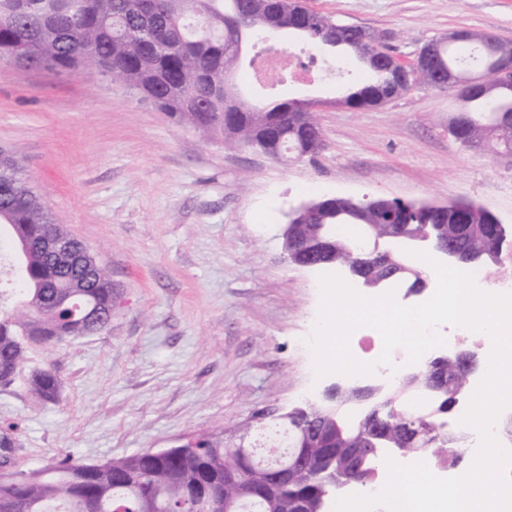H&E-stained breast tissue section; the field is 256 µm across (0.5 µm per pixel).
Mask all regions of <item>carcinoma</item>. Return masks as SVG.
<instances>
[{
    "label": "carcinoma",
    "mask_w": 512,
    "mask_h": 512,
    "mask_svg": "<svg viewBox=\"0 0 512 512\" xmlns=\"http://www.w3.org/2000/svg\"><path fill=\"white\" fill-rule=\"evenodd\" d=\"M271 8V0H72L65 5L55 0H0V62L67 75L104 71L175 122L229 145L246 147L257 138V115L264 113L277 125L283 147H297L313 156L323 142L302 140L286 115L303 111L314 123L315 110L289 99L250 103L224 95V86L232 84L239 68L238 46L254 33L275 39ZM292 11L306 19L300 36L315 46L325 28L340 24L299 0H293ZM381 39L379 33L361 28L357 38L348 36L339 43L364 66L369 79L342 89L338 102L366 109L382 104L394 91L399 67L388 55L381 61L374 55ZM498 44L491 35L470 31L464 42L442 44L437 55L436 70L442 73H460L465 62H478L485 84L491 86V95L465 101L466 135L476 147L499 144L498 123L512 115V85L500 87L495 78ZM399 208L395 200L376 197L350 223L374 224L384 233L388 214ZM408 219V231L415 234H426L438 223L424 212L412 211ZM483 222L482 217L476 224H448V244L482 250L488 260L498 258L506 229L492 236ZM0 227L14 244H32L19 270L23 293L0 292V385H8L28 346L73 342L107 330L116 292L105 267L89 271L79 256L65 261L33 245L55 230V222L22 178L20 159L6 149L0 150ZM30 385L33 395L51 403L61 389L49 369L32 373ZM452 406L450 392H440L427 421L439 424ZM371 409L380 416L371 429L349 427L336 419V424L306 441L311 452L297 480L272 487L266 498L233 512H295L303 503L314 510L334 496L335 480L371 485L353 476L348 459L354 448L380 444L376 433L387 437L392 448H428L436 460L461 458L456 432L412 440L392 397H381ZM226 447L222 438L202 437L189 452H142L101 464L66 456L28 472H1L0 512H194L199 496L237 494L236 485L224 475V469L236 467L224 453ZM270 465L256 455L242 472L249 482L263 485Z\"/></svg>",
    "instance_id": "carcinoma-1"
}]
</instances>
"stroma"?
<instances>
[{
	"label": "stroma",
	"instance_id": "stroma-1",
	"mask_svg": "<svg viewBox=\"0 0 512 512\" xmlns=\"http://www.w3.org/2000/svg\"><path fill=\"white\" fill-rule=\"evenodd\" d=\"M309 9L384 33L410 59L469 29L512 42V0H303ZM284 50L314 59L311 79L260 85L240 68L246 100H320L325 143L288 165L228 147L170 120L124 83L0 68V145L14 150L56 222L106 265L117 289L109 330L32 346L0 386V429L15 427V472L67 455L104 463L188 437L267 433L256 416L320 398L305 343L320 303L317 271L286 261L289 207L328 197L481 206L512 229V155L467 149L448 133L459 101L419 89L353 110L336 89L367 72L299 37ZM63 383L58 402L32 396L31 370Z\"/></svg>",
	"mask_w": 512,
	"mask_h": 512
}]
</instances>
